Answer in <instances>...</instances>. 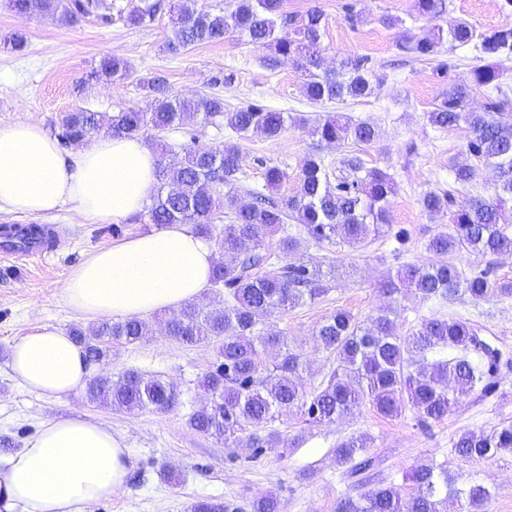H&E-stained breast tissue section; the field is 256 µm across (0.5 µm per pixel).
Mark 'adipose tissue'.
Returning a JSON list of instances; mask_svg holds the SVG:
<instances>
[{
	"label": "adipose tissue",
	"instance_id": "1",
	"mask_svg": "<svg viewBox=\"0 0 512 512\" xmlns=\"http://www.w3.org/2000/svg\"><path fill=\"white\" fill-rule=\"evenodd\" d=\"M157 156L142 139L100 135L63 150L40 123L0 125V211L49 214L62 206L92 224H120L149 204ZM215 248L184 224L92 252L63 283L88 319L140 317L200 299ZM7 366L25 389L60 398L95 373L69 334L46 325L14 343ZM128 450L111 427L81 417L49 420L22 448L0 454V512H92L124 491Z\"/></svg>",
	"mask_w": 512,
	"mask_h": 512
}]
</instances>
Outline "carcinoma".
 <instances>
[{
	"label": "carcinoma",
	"mask_w": 512,
	"mask_h": 512,
	"mask_svg": "<svg viewBox=\"0 0 512 512\" xmlns=\"http://www.w3.org/2000/svg\"><path fill=\"white\" fill-rule=\"evenodd\" d=\"M284 0H234L229 11L216 12L198 6L197 0H136L127 15L133 24L153 20L169 9L172 37L167 49L173 54L207 43H221L232 31L253 44L274 50L291 60L301 72L306 97L314 103L346 98L361 99L375 93L378 79L361 59L347 58L329 73H321L324 14L318 9L298 16L283 10ZM19 15L58 13L69 21L90 16L99 0H9ZM421 16L443 13V0H416ZM448 40L459 45L475 43L483 64L471 70L469 81L449 85L428 121L442 131L466 125L467 149L495 173V198H477L450 211L447 194L428 193L422 199L432 218L449 217L428 238V263L406 265L385 285L392 294L405 288L424 300H452L459 295L474 301L490 296H512V281L490 278L482 270L471 275L458 265L462 255H496L512 252V234L504 227L507 202L512 201V105L501 87L502 61L512 57V26L479 32L464 19H455L416 42L400 48L418 57H434ZM95 74L107 81L129 75L127 61L102 57ZM151 97L150 111L121 109L110 115L87 109L68 113L58 134L61 142H78L102 131L114 136L139 137L153 132L161 154L169 144L163 133L189 121L223 127L235 134L278 138L292 124L328 144L352 141L372 145L379 137L370 121L355 120L343 113H326L314 119L293 117L249 103L234 109L216 96H180L170 91L161 76L143 83ZM485 91L483 107L468 109L470 99ZM184 158L176 166L158 161L157 188L147 208L148 223L156 226L189 224L206 239L221 237V252L212 270L210 285L224 289V307L204 310L188 303L168 321L169 333L187 344L216 342L220 363L201 381L213 395V403L194 412L188 424L197 433L238 443L248 434L259 452L288 453L273 423L282 415L299 411L310 425L334 424L368 405L383 417H397L410 407L424 424L440 422L463 396L477 392L485 397L496 388L499 352L482 345L480 329L461 319L424 318L406 334L396 330L390 312L359 321L345 309L325 317L314 330L322 349L336 354V368L326 384L309 395L301 383L300 355L290 351L282 334L268 319L312 302L329 291L320 268L288 261L300 241L288 233V220L301 225L316 245L341 239L356 245L369 236L386 233L389 206L395 194L394 177L381 168L368 169L357 155L341 161V174L331 185L324 160L310 155L303 163L297 190L277 198L286 178L277 166L265 167L268 193L255 192V201L241 203L238 177L239 146L231 141L219 147H183ZM229 211L231 223L217 228L215 220ZM279 236L277 249L268 240ZM152 334L148 322L133 317L104 322L72 336L89 360L101 363L111 355L109 344H134ZM279 346L281 361L263 364V351ZM450 358L429 360L444 351ZM90 400L128 413L144 409L164 410L176 398L175 387L161 379L144 380L135 371L92 379L87 386ZM264 435H259V431ZM367 437L352 435L336 445V463L357 474L368 470ZM455 453L467 460L491 459L512 454V424L489 432L468 430L453 442ZM413 493L404 495L394 486L377 485L356 497L340 500L337 512H476L491 499L481 483L458 485L448 471L429 465L415 468L408 477Z\"/></svg>",
	"instance_id": "1"
}]
</instances>
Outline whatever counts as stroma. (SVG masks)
<instances>
[{
	"label": "stroma",
	"instance_id": "obj_1",
	"mask_svg": "<svg viewBox=\"0 0 512 512\" xmlns=\"http://www.w3.org/2000/svg\"><path fill=\"white\" fill-rule=\"evenodd\" d=\"M345 2L285 0V9L298 15L315 7L323 11L325 68L347 57H361L383 83L367 98L315 104L305 96L302 76L291 62L272 63L270 48L247 43L234 33L222 43L175 56L164 49L171 34L168 13L140 26L129 25L123 15L131 0H101L98 13L75 22L57 15L22 16L10 9L9 0H0V41L16 31L26 36L22 50L0 45V124L31 120L56 134L64 117L78 108L108 114L131 107L145 110L150 99L142 83L159 73L166 76L173 93L217 95L231 108L257 103L309 118L342 112L373 122L380 138L362 147L360 156L366 167L387 170L397 183L388 232L353 247L318 246L304 241L301 227L290 229L302 240L298 259L335 272L327 294L275 319L289 348L304 362V388L310 393L320 390L336 366L335 358L313 341L318 322L339 308L362 321L391 308L402 334L431 316L478 324L507 356L495 391L483 398L473 394L460 399L443 421L427 426L409 409L384 418L366 406L323 426L307 424L304 416L293 412L276 423L292 447L287 456L259 454L245 443L228 448L223 440L196 433L188 425L190 414L207 402L201 379L219 363L218 346L187 345L169 336L164 311L149 314L154 333L147 340L113 342L110 359L98 370L103 375L133 370L147 379L170 382L177 390L170 408L127 413L89 401L82 392L56 399L24 390L6 365L10 346L45 325L65 332L88 328L89 320L66 304L64 280L91 251L149 230L140 219L131 224H92L64 206L43 219L44 224L65 228L62 248L43 259L0 263V454L20 448L46 420L80 416L112 427L125 441L132 472L125 491L97 504L95 512H189L192 503L206 498L252 512V503L269 495L277 498L278 512H336L342 498L373 485H392L410 494L412 485L405 476L421 465L446 469L461 485L485 484L494 494L488 512H512V456L472 462L452 450L453 440L464 431L512 424V298L423 300L403 291L390 295L384 288L398 268L428 258L425 244L435 221L420 204L426 193L450 194L461 205L490 198L495 187L493 172L467 150L466 128L441 131L427 120L448 86L469 77L479 62L478 50L447 43L434 60L420 61L403 54L399 45L423 38L434 25H447L455 17L468 20L480 32L497 29L512 24V11L505 9L504 0H445L443 15L431 20L416 13L415 0H355L360 21L352 26L344 18ZM385 16L397 18V25L384 26ZM105 55L127 61L126 79L92 78L93 68ZM239 145V196L246 203L263 188L264 166L276 165L286 172L280 191L289 195L298 186L306 157L321 156L335 176L348 151L345 144L318 143L306 130L293 126L277 139L249 135L240 138ZM457 164L475 166L474 180L457 183L452 171ZM353 434L370 439L372 466L361 474L337 465L334 455L336 445Z\"/></svg>",
	"mask_w": 512,
	"mask_h": 512
}]
</instances>
